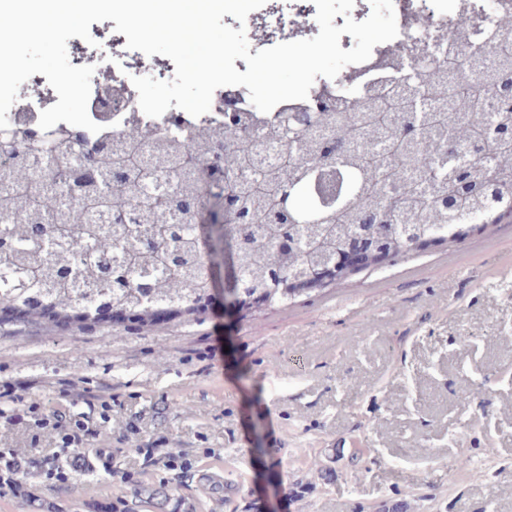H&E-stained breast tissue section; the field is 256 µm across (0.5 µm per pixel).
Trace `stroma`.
Returning a JSON list of instances; mask_svg holds the SVG:
<instances>
[{"mask_svg": "<svg viewBox=\"0 0 512 512\" xmlns=\"http://www.w3.org/2000/svg\"><path fill=\"white\" fill-rule=\"evenodd\" d=\"M214 286L200 315L129 337L0 319V385L74 414L111 396L92 446L114 461L30 476L0 512H512V223L248 315ZM158 437L192 469L123 483L116 462Z\"/></svg>", "mask_w": 512, "mask_h": 512, "instance_id": "stroma-1", "label": "stroma"}]
</instances>
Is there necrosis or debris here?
<instances>
[{"label":"necrosis or debris","instance_id":"obj_1","mask_svg":"<svg viewBox=\"0 0 512 512\" xmlns=\"http://www.w3.org/2000/svg\"><path fill=\"white\" fill-rule=\"evenodd\" d=\"M399 34L394 40L374 47L370 59L354 65L353 70L369 78L379 74L380 57L403 47L411 35L419 33L426 44L446 34L451 29H467L471 26L468 0H426L422 12H414L412 0H393ZM315 17L313 0H267L266 4L253 11L248 20L259 25L265 33V42L273 46L282 42L300 39L306 29L296 23L295 14ZM112 67L109 76L94 73L91 79V94L88 102L90 118L103 125L104 136L116 137L130 122H138L149 127L166 128L180 126L186 130L202 127L217 128L224 123V103L234 104L246 111L253 123L262 125L273 120V113L258 111L251 103L247 88L227 86L215 91L208 113L194 117L187 112L170 108L158 118L146 116L138 106V93L130 81L131 75L141 69L151 67L160 79L168 80L174 75L173 62H159L156 58L141 52L127 49L119 33H112ZM26 93L11 107L8 120L10 130L18 135L38 130L41 110L55 104L58 96L48 84L44 75H33L25 83Z\"/></svg>","mask_w":512,"mask_h":512}]
</instances>
